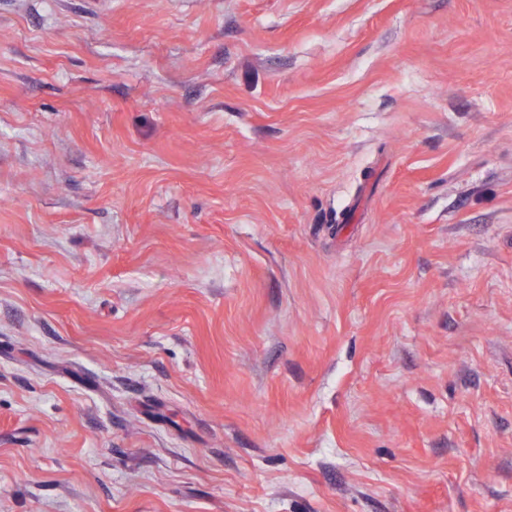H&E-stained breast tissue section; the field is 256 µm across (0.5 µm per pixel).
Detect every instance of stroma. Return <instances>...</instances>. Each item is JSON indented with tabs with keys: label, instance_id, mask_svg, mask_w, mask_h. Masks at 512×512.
<instances>
[{
	"label": "stroma",
	"instance_id": "obj_1",
	"mask_svg": "<svg viewBox=\"0 0 512 512\" xmlns=\"http://www.w3.org/2000/svg\"><path fill=\"white\" fill-rule=\"evenodd\" d=\"M0 512H512V0H0Z\"/></svg>",
	"mask_w": 512,
	"mask_h": 512
}]
</instances>
